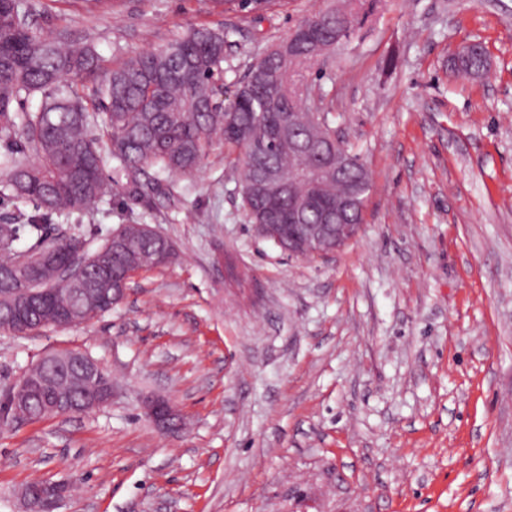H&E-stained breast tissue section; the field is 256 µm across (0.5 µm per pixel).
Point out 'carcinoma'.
<instances>
[{
    "label": "carcinoma",
    "instance_id": "obj_1",
    "mask_svg": "<svg viewBox=\"0 0 512 512\" xmlns=\"http://www.w3.org/2000/svg\"><path fill=\"white\" fill-rule=\"evenodd\" d=\"M226 31L196 28L169 43L135 56L122 65L105 69L87 46L63 39L52 40L34 29L31 7L21 0H0V141L8 148L24 147L36 155L22 164L5 154L0 159V187L14 199H25L49 214L64 209L83 210L110 192L103 176V155L108 153L132 180L150 167L191 176L197 172L212 146L224 143L241 163L240 190L251 223L262 224L261 203L246 195L263 169L283 175L298 158L279 148L268 130L291 112L296 125L317 132H333L330 112L306 106L302 95L288 88L291 63L266 52L238 83L227 103L220 104L224 73ZM279 75L264 82L252 76L260 70ZM94 77L91 84L85 79ZM41 95L35 112L25 101ZM98 124L94 136L90 126ZM357 167L331 184L334 201L350 187L366 166L348 148ZM28 233L30 255L18 265L14 242L19 232ZM159 234L141 224H125L114 239L107 238L91 250L77 236L56 237L48 225L36 219L24 224H0V294L14 292V301H27L29 289L47 291V300L27 312L32 331L57 322L60 309L75 323L90 321L102 310L72 293L74 288H97L103 281L100 265L112 272L159 267ZM72 260L83 267L82 275L65 282L58 264ZM48 397L67 398L70 410L83 407L81 385L55 381Z\"/></svg>",
    "mask_w": 512,
    "mask_h": 512
}]
</instances>
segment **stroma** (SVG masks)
Instances as JSON below:
<instances>
[{
  "instance_id": "obj_1",
  "label": "stroma",
  "mask_w": 512,
  "mask_h": 512,
  "mask_svg": "<svg viewBox=\"0 0 512 512\" xmlns=\"http://www.w3.org/2000/svg\"><path fill=\"white\" fill-rule=\"evenodd\" d=\"M25 2L38 33L106 68L192 27L229 31L228 95L301 20L345 4L361 25L291 84L333 113L372 189L354 237L308 259L250 224L223 144L190 177L147 169V205L105 159L111 194L46 223L98 243L146 224L176 255L90 322L0 331V390L68 347L113 392L0 421V512H22L35 480L68 485L58 512H512V0ZM471 40L492 60L478 79L448 69ZM151 394L181 433L146 417ZM81 381H88L94 384L90 395L91 409H97L109 405L112 402V382L106 381V372L101 363L85 354L80 359ZM88 410V411H90ZM146 413L163 433L174 435L181 431L180 415L166 398L153 397L145 403Z\"/></svg>"
}]
</instances>
